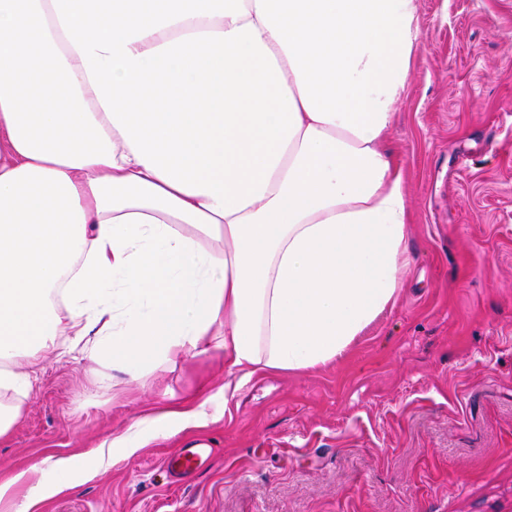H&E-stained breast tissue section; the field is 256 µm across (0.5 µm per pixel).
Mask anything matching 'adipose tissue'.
<instances>
[{"mask_svg": "<svg viewBox=\"0 0 512 512\" xmlns=\"http://www.w3.org/2000/svg\"><path fill=\"white\" fill-rule=\"evenodd\" d=\"M419 44L417 0H0V437L60 336L133 379L222 337L227 398L340 361L411 263L389 136ZM52 467L0 512L75 487Z\"/></svg>", "mask_w": 512, "mask_h": 512, "instance_id": "obj_1", "label": "adipose tissue"}]
</instances>
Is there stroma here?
Segmentation results:
<instances>
[{
  "label": "stroma",
  "mask_w": 512,
  "mask_h": 512,
  "mask_svg": "<svg viewBox=\"0 0 512 512\" xmlns=\"http://www.w3.org/2000/svg\"><path fill=\"white\" fill-rule=\"evenodd\" d=\"M420 47L391 143L413 261L395 305L339 362L256 372L212 422L95 473L88 453L146 407L224 382L216 355L126 381L47 351L0 476L79 484L43 512H512V0H418ZM191 440L212 454L181 482ZM203 444L194 443L168 457L164 461L166 470L180 479L190 478L201 466L203 459L208 455V449Z\"/></svg>",
  "instance_id": "stroma-1"
}]
</instances>
